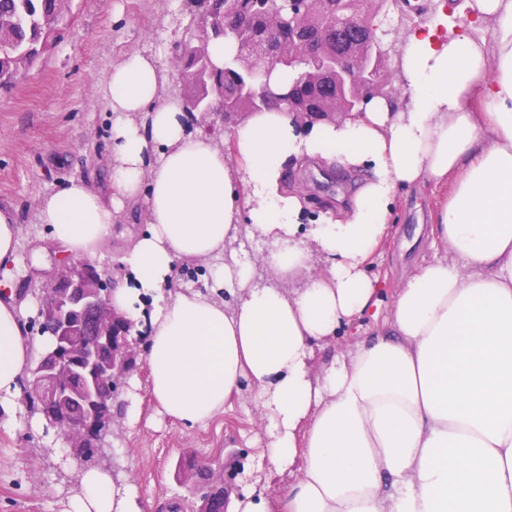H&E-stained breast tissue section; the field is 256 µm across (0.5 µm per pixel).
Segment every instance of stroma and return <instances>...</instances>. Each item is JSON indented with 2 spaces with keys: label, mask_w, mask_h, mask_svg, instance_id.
<instances>
[{
  "label": "stroma",
  "mask_w": 512,
  "mask_h": 512,
  "mask_svg": "<svg viewBox=\"0 0 512 512\" xmlns=\"http://www.w3.org/2000/svg\"><path fill=\"white\" fill-rule=\"evenodd\" d=\"M425 0H403L376 19L385 42H401L411 28L425 23ZM174 0H73L58 46L10 91H0V208L14 212L22 229L21 262L16 288L33 292L48 272L31 275V252L40 237L35 218L40 193L73 177H91L107 154L106 114L100 106L105 75L114 60L133 48L158 50L172 79L180 73L167 41ZM287 180L301 189L310 211L333 204L351 205L364 181L361 171L334 167H299ZM450 184L424 183L399 191L393 201L396 221L371 270L390 286L434 256L427 243L432 213ZM137 424L127 420L119 402L113 433L107 434L96 465L133 483L147 506L159 512L167 502L189 504L188 485L178 464L191 454L222 458L230 469L252 470L259 462L268 423L243 388L223 415L207 426L187 428L158 414L148 393H141ZM83 462L66 448L49 447L31 429L0 427V512H63L77 488Z\"/></svg>",
  "instance_id": "stroma-1"
}]
</instances>
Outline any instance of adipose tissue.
Returning <instances> with one entry per match:
<instances>
[{
    "mask_svg": "<svg viewBox=\"0 0 512 512\" xmlns=\"http://www.w3.org/2000/svg\"><path fill=\"white\" fill-rule=\"evenodd\" d=\"M490 39L440 13L408 32L398 59L405 105L376 97L339 121H309L287 104L243 114L186 111L160 54L132 50L105 76L107 177L39 195L36 221L51 253L95 257L117 225L145 224L124 251L113 308L148 331V386L160 410L193 428L223 414L250 385L272 427L260 450L269 474L292 471L276 498L267 476L230 512H512V0H474ZM311 162L356 167L352 207L308 216L285 182ZM452 181L437 205L433 258L398 288L369 260L399 190ZM264 241L283 291L226 256L240 234ZM21 235L0 209V426L27 418L23 384L48 337L30 339L34 296L18 299ZM206 267L201 286L170 290L178 265ZM233 307H226V297ZM359 340L320 373L317 349L348 329ZM65 512H145L134 485L82 470Z\"/></svg>",
    "mask_w": 512,
    "mask_h": 512,
    "instance_id": "1",
    "label": "adipose tissue"
}]
</instances>
